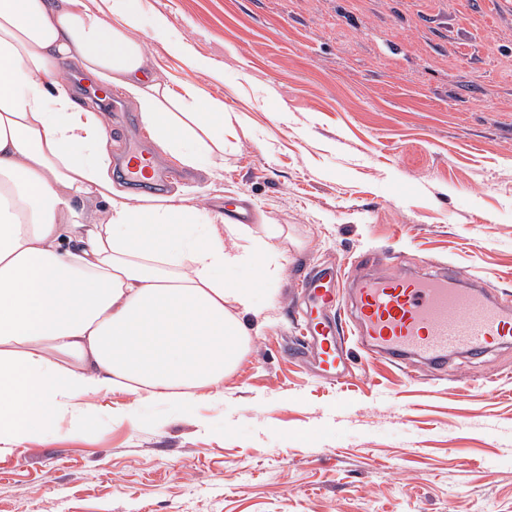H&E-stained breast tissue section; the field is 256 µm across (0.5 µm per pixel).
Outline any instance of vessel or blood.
<instances>
[{"label": "vessel or blood", "instance_id": "obj_1", "mask_svg": "<svg viewBox=\"0 0 512 512\" xmlns=\"http://www.w3.org/2000/svg\"><path fill=\"white\" fill-rule=\"evenodd\" d=\"M126 170L133 180L157 179L150 154L131 148ZM311 302L306 329L326 381L344 378L349 355L338 340L327 308L352 306L345 332L356 336L367 355L383 354L399 365L440 368L451 355H487L512 342V302L491 283L472 286L455 267L415 273L365 276L353 284L328 274L298 284Z\"/></svg>", "mask_w": 512, "mask_h": 512}]
</instances>
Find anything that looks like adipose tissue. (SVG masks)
Returning <instances> with one entry per match:
<instances>
[{"label":"adipose tissue","mask_w":512,"mask_h":512,"mask_svg":"<svg viewBox=\"0 0 512 512\" xmlns=\"http://www.w3.org/2000/svg\"><path fill=\"white\" fill-rule=\"evenodd\" d=\"M143 0H0V452L126 418L189 410L246 352L254 291L281 245L190 198L114 189L103 113L78 103L63 61L119 89L180 165L219 176L224 104L171 89L145 49ZM100 200L99 219L86 202ZM130 401L120 409L112 393Z\"/></svg>","instance_id":"ef3b65f1"}]
</instances>
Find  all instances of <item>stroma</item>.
Segmentation results:
<instances>
[{
  "mask_svg": "<svg viewBox=\"0 0 512 512\" xmlns=\"http://www.w3.org/2000/svg\"><path fill=\"white\" fill-rule=\"evenodd\" d=\"M221 78L151 36L172 87L235 118L224 174L162 161V193L234 198L286 235L274 294L222 400L149 405L83 433L0 452V512H512V346L407 375L364 362L346 381L289 359L296 281L452 265L512 300V0H146ZM112 153L146 129L119 98Z\"/></svg>",
  "mask_w": 512,
  "mask_h": 512,
  "instance_id": "1",
  "label": "stroma"
}]
</instances>
